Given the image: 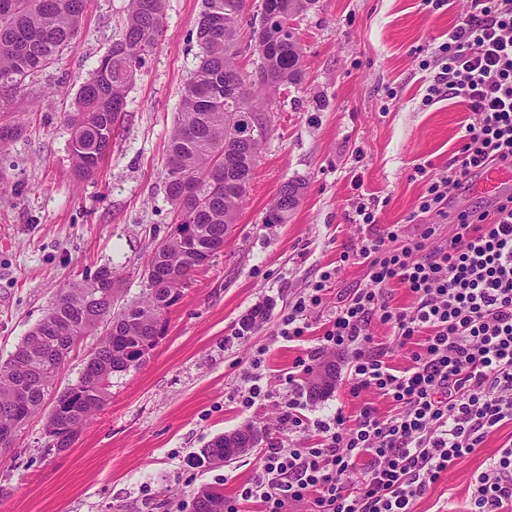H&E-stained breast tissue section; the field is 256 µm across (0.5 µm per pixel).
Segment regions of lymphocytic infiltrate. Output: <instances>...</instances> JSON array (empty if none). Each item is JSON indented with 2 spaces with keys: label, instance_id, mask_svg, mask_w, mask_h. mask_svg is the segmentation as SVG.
Instances as JSON below:
<instances>
[{
  "label": "lymphocytic infiltrate",
  "instance_id": "obj_1",
  "mask_svg": "<svg viewBox=\"0 0 512 512\" xmlns=\"http://www.w3.org/2000/svg\"><path fill=\"white\" fill-rule=\"evenodd\" d=\"M443 62L428 92L448 97L472 114L446 177L428 182L420 213L443 215L449 191L466 189L488 168L512 167V0H470L448 33ZM370 231L358 257L369 283L342 299L309 359L322 352L349 355L352 394L374 391L393 403L381 414L366 402L354 416L343 409L314 420L315 446L269 448L237 500H256L263 512H412L416 498L458 459L512 422V196L488 209L461 212L444 245L428 248L440 227L401 239V227H376L366 206L355 210ZM323 272L281 320L280 334L296 340L308 331L332 280ZM399 285L414 298L392 306ZM391 325L397 347H412L399 368L391 349L375 342L374 322ZM469 512H512V444L473 478Z\"/></svg>",
  "mask_w": 512,
  "mask_h": 512
}]
</instances>
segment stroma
<instances>
[{
	"label": "stroma",
	"mask_w": 512,
	"mask_h": 512,
	"mask_svg": "<svg viewBox=\"0 0 512 512\" xmlns=\"http://www.w3.org/2000/svg\"><path fill=\"white\" fill-rule=\"evenodd\" d=\"M128 0H87L75 48L28 85L0 95V122L22 124L0 151V363L50 308L57 292L109 265L126 299H139L142 271L171 221L161 171L181 96L196 66L195 31L203 0H166L165 35L131 86L111 153L91 178L76 181L70 155L72 111L81 82L118 37ZM468 0L434 8L428 0H316L296 21L304 50L301 88L266 92L271 129L246 199L221 251L198 267L166 315V330L145 361L115 374L105 406L69 448L53 447L48 410L19 431L0 458V512H192L197 492L212 487L234 498L282 438L278 417L289 395L298 415L314 420L344 406L356 414L376 392L354 397L347 357L331 390L313 399L310 373L296 362L315 346L348 289L367 283L351 217L375 201L379 225L402 224L426 179L446 175L467 114L454 101L425 103L438 71L436 47L447 40ZM50 105L38 104L45 90ZM425 165L426 178L415 175ZM303 184L287 223H266L281 186ZM23 194H13V185ZM336 270L323 306L299 341L278 334L280 319ZM268 308L254 330L241 329L256 306ZM268 398L239 403L252 374ZM252 424L264 433L249 454L210 463L201 448ZM512 442V423L487 436L417 498L413 512H465L472 478Z\"/></svg>",
	"instance_id": "stroma-1"
}]
</instances>
